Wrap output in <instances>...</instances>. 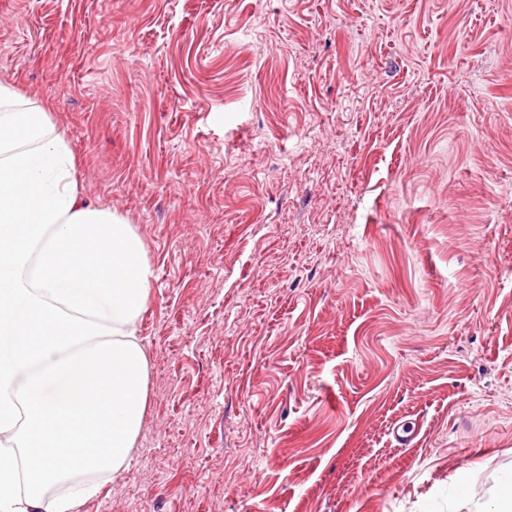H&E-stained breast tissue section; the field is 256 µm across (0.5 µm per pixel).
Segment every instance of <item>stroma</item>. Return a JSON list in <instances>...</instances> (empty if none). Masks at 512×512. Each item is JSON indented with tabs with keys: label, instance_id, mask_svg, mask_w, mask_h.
<instances>
[{
	"label": "stroma",
	"instance_id": "35a3bbf8",
	"mask_svg": "<svg viewBox=\"0 0 512 512\" xmlns=\"http://www.w3.org/2000/svg\"><path fill=\"white\" fill-rule=\"evenodd\" d=\"M0 82L155 272L141 434L80 512H483L512 0H0Z\"/></svg>",
	"mask_w": 512,
	"mask_h": 512
}]
</instances>
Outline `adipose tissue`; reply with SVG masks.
I'll return each instance as SVG.
<instances>
[{
  "label": "adipose tissue",
  "mask_w": 512,
  "mask_h": 512,
  "mask_svg": "<svg viewBox=\"0 0 512 512\" xmlns=\"http://www.w3.org/2000/svg\"><path fill=\"white\" fill-rule=\"evenodd\" d=\"M152 277L133 227L80 193L44 104L0 83V512H79L125 464Z\"/></svg>",
  "instance_id": "adipose-tissue-1"
}]
</instances>
